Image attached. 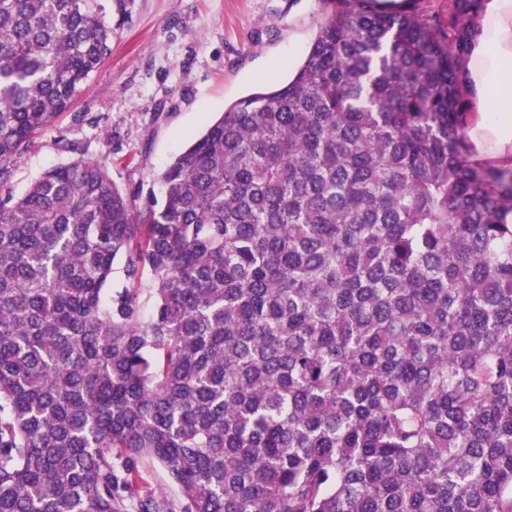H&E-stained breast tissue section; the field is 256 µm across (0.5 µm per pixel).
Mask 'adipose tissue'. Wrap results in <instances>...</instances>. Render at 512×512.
<instances>
[{"instance_id": "ef3b65f1", "label": "adipose tissue", "mask_w": 512, "mask_h": 512, "mask_svg": "<svg viewBox=\"0 0 512 512\" xmlns=\"http://www.w3.org/2000/svg\"><path fill=\"white\" fill-rule=\"evenodd\" d=\"M462 78L471 101L466 133L474 158L512 168V0H481Z\"/></svg>"}]
</instances>
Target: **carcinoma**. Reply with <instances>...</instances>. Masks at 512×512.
<instances>
[{"label": "carcinoma", "instance_id": "carcinoma-1", "mask_svg": "<svg viewBox=\"0 0 512 512\" xmlns=\"http://www.w3.org/2000/svg\"><path fill=\"white\" fill-rule=\"evenodd\" d=\"M374 2L325 0L293 77L144 210L80 157L0 199V512H125L147 460L181 512H512V169L471 159L477 0ZM110 43L90 0H0L1 183Z\"/></svg>", "mask_w": 512, "mask_h": 512}]
</instances>
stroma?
I'll return each instance as SVG.
<instances>
[{
	"instance_id": "stroma-1",
	"label": "stroma",
	"mask_w": 512,
	"mask_h": 512,
	"mask_svg": "<svg viewBox=\"0 0 512 512\" xmlns=\"http://www.w3.org/2000/svg\"><path fill=\"white\" fill-rule=\"evenodd\" d=\"M111 52L69 111L13 167L22 196L47 169L108 159L137 209L160 173L238 99L288 80L325 18L323 0H91Z\"/></svg>"
}]
</instances>
